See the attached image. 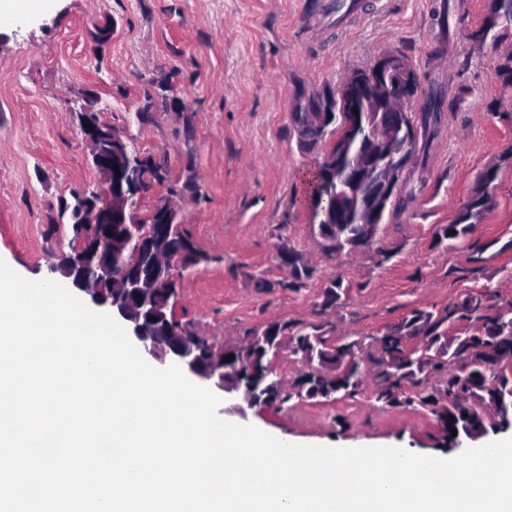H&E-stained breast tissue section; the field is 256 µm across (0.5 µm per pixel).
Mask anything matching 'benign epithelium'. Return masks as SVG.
I'll return each instance as SVG.
<instances>
[{"label": "benign epithelium", "mask_w": 512, "mask_h": 512, "mask_svg": "<svg viewBox=\"0 0 512 512\" xmlns=\"http://www.w3.org/2000/svg\"><path fill=\"white\" fill-rule=\"evenodd\" d=\"M494 59L501 67H512L504 54L512 50V30L502 28L495 34ZM422 80L407 59L387 51L377 56L364 71L350 73L334 88L296 90L291 102L307 105L311 126L325 128L337 115L341 103L344 123L336 132L341 140L352 131L358 113H365L369 131L363 148L353 157L348 170L354 187L370 191L375 204L364 211V239L374 243L377 225L387 205L398 198L399 189L419 149L421 136L412 121L415 103L420 99ZM93 92L81 88L74 92L70 112L75 116L85 157L95 171L93 188L72 192L73 202L61 207L73 208L72 260L65 266L68 286L84 302L107 310L120 318L141 352L161 365L178 364L184 373L204 383L223 402L240 410L243 406H266L265 394L254 376L282 381L274 361L290 350L289 337L250 336L239 343H225L201 333L196 326L175 328L167 319L166 306L157 303L162 279L168 271L181 267L191 255L199 256L198 245H189L174 232L181 222L172 195L157 192L159 184L144 189L137 179L125 181L116 169L132 162L125 135L109 128L100 119ZM153 196L151 215L166 225L159 233L142 230L131 241L135 255L145 262L125 267L112 264V225L130 224L129 214L139 210L141 201ZM235 348L240 360L225 364L224 354Z\"/></svg>", "instance_id": "obj_1"}]
</instances>
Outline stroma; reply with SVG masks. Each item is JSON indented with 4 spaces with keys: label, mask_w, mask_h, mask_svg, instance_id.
<instances>
[{
    "label": "stroma",
    "mask_w": 512,
    "mask_h": 512,
    "mask_svg": "<svg viewBox=\"0 0 512 512\" xmlns=\"http://www.w3.org/2000/svg\"><path fill=\"white\" fill-rule=\"evenodd\" d=\"M323 0H51L49 9L0 23V258L29 280L71 246L58 210L72 191L93 187L71 90L97 92L107 124L146 153L160 155L185 228L211 262L185 271L175 304L180 321L232 340L267 324L330 321L352 339L382 335L412 311L438 312L475 290L512 303V166L495 183L489 209L467 237L441 240L467 202L476 175L512 150V86L468 33L485 0H451L443 33L442 0H361L345 31L326 24ZM115 28L96 46L101 22ZM432 72L445 96L468 89L443 112L425 172L408 185L413 199L381 224L373 251L326 254L309 224L302 181L315 153L302 151L289 118L295 86H334L385 51ZM171 82L180 101L137 118L145 93ZM501 102L500 114L489 112ZM197 187L184 189L188 174ZM314 266L304 285L281 288L287 271L279 238ZM342 284L322 309L330 280ZM247 423L300 445L400 446L439 458L444 446L431 407L390 406L372 392L336 401L255 407Z\"/></svg>",
    "instance_id": "stroma-1"
}]
</instances>
